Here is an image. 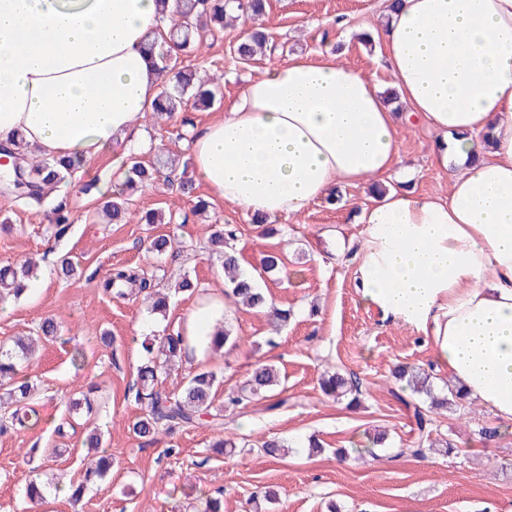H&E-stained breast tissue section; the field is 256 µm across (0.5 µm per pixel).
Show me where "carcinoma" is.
<instances>
[{
	"instance_id": "cac0c4a2",
	"label": "carcinoma",
	"mask_w": 512,
	"mask_h": 512,
	"mask_svg": "<svg viewBox=\"0 0 512 512\" xmlns=\"http://www.w3.org/2000/svg\"><path fill=\"white\" fill-rule=\"evenodd\" d=\"M236 18L243 22H255L266 13L268 0H235ZM224 0H176V19L171 25L147 44L146 50L154 59L161 76L160 90L151 116H163L172 120L189 109L207 110L221 99L223 82L214 76L200 74L201 65L188 64L185 57L196 52L204 44V36L213 29L224 28ZM270 48L268 33L261 27L253 30L249 40L239 42L233 49V59L248 61L258 53ZM173 159L162 150L150 163L142 162L132 155L129 158L123 180L113 184L107 192L100 214L103 219L116 223L127 213L131 197L153 183L164 171L173 167ZM83 160L73 157H41L24 164L23 184L31 190L28 196H17L24 205H49L56 227V235L64 234L69 227L71 206L68 195H52L55 188L71 180L82 166ZM141 220L147 224H172L179 220L187 222L188 215L162 208L145 212ZM234 238L231 230L219 227L212 238L215 248L209 252V260L218 263L226 277L224 296L235 305L249 308L266 307L267 299L253 279L240 270L239 257L229 240ZM40 265L24 260L0 267V301L19 298L26 290L25 281L37 275ZM103 286L114 298H124L133 293L143 295L147 309L156 312L167 310V295L154 288L152 282L134 266L112 267ZM60 333L58 324L51 318L45 319L36 335L27 340H15L13 346L0 345V385L5 392L0 394V434H6L18 427L26 426L35 415L28 400L31 396L29 382L18 377V365L32 352L39 340H51ZM236 346L231 329H218L210 336L209 350L212 356L221 354L224 346ZM147 361L139 366L132 397L140 406L141 415L132 422V431L141 438L152 437L159 432L171 434L179 429L194 426L212 416L216 427H223L219 415L211 414L216 394L218 375L210 369H201L188 377L178 394L162 390L170 372L177 363L189 357L187 337L180 331L166 334L160 341L145 338L142 343ZM279 385V372L275 365L267 362L255 364L239 395L228 398V405L237 407L243 401L267 400L266 409L274 410L286 400L275 399L274 389ZM321 392L336 401L347 400L348 406L361 405V386L357 379L336 372L324 376L319 382ZM411 393L394 388L392 396L403 405L413 407V417L419 435H424L430 422L428 413L446 407L460 398L459 392L439 396L434 392L430 374L419 369L411 372ZM116 455L109 453L98 459L95 467L85 473V483H101L112 469Z\"/></svg>"
}]
</instances>
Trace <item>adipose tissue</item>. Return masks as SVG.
<instances>
[{"instance_id": "1", "label": "adipose tissue", "mask_w": 512, "mask_h": 512, "mask_svg": "<svg viewBox=\"0 0 512 512\" xmlns=\"http://www.w3.org/2000/svg\"><path fill=\"white\" fill-rule=\"evenodd\" d=\"M161 18L159 0H0V142L90 159L133 132L158 93L145 46ZM376 37L451 183L361 204L360 300L422 331L467 399L512 422V0H399ZM191 153L214 195L268 219L400 161L376 80L306 55L249 81ZM224 309L206 294L183 319L197 356Z\"/></svg>"}]
</instances>
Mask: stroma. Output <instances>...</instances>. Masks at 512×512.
I'll return each mask as SVG.
<instances>
[{
    "label": "stroma",
    "mask_w": 512,
    "mask_h": 512,
    "mask_svg": "<svg viewBox=\"0 0 512 512\" xmlns=\"http://www.w3.org/2000/svg\"><path fill=\"white\" fill-rule=\"evenodd\" d=\"M386 0H269L265 25L283 52L245 64H231V52L240 25L215 32L202 54L209 69L224 74V101L207 111L192 113L195 124L223 115L231 100L251 79L292 55L318 59L332 55L366 70L382 90L395 84L383 66L379 44L364 45L354 37L355 26L378 27ZM139 150L151 160L159 147L189 158L186 141L175 139L171 121L143 119ZM400 169L409 174L416 196H446L449 177L434 166L430 151L435 133L419 124L397 128ZM112 149L86 161L60 190L74 208L70 228L55 238L45 209L22 206L13 194L0 190V216L10 218L11 232L0 233V266L30 257L40 260L41 275L20 298L0 308V341L12 340L54 319L60 340L47 342L25 367L33 384L34 425L0 436V512H194L202 491L224 494V512H252L251 499L261 488L277 491L273 503L261 512H326L336 502L341 512H512V424L500 421L488 409L469 400L448 411L432 414L431 447L415 455L418 432L412 413L389 394L396 366H418L429 371L436 391H445L448 374L440 369L435 350L422 332L382 317L359 300L355 245L361 226L359 204L367 186H341L338 205L311 204L300 214L269 221L267 229L252 224L242 208L224 202L204 185L196 196L209 204L206 216L192 215L189 198L178 196L163 183L139 194L124 221L108 224L94 216L102 200L83 193L91 181L112 177ZM170 207L189 213L186 223L144 224L143 210ZM236 229L233 246L244 272L257 275L258 284L278 308L292 317L274 329L261 310L238 308L226 315L236 340L221 357L201 362L190 358L168 377L167 391L179 392L187 374L208 365L220 384L216 404L237 395L257 361L275 364L282 384L277 389L285 406L264 410L260 401L243 402L224 413V434L237 441L232 454L215 452V431L208 424L156 435L136 436L131 424L139 408L127 398L142 360L144 337L170 332L196 304L197 295L176 294L163 316L148 314L141 300H119L102 287L114 264L142 268L159 287L182 275L197 279L202 288L223 291L224 275L208 259V239L214 227ZM167 235L179 245L164 257L150 249L152 238ZM70 255L78 264L75 276L53 270L50 260ZM278 254L283 267L264 272L263 261ZM356 376L363 398L359 407H347L323 395L319 378L324 371ZM98 386L93 413L70 410L87 382ZM67 424L66 436L56 428ZM100 429L105 448L119 458L104 483L89 488L78 504L55 492L43 510H35L24 489L39 477L61 476L81 480L84 439ZM496 429L492 441L482 439L481 428ZM382 429L389 444L376 456H358L368 436ZM323 441L326 451L307 457L302 443L310 435ZM276 437L288 441V456L263 454L260 443ZM459 451H439L443 441ZM347 451L338 460L335 449Z\"/></svg>",
    "instance_id": "obj_1"
}]
</instances>
